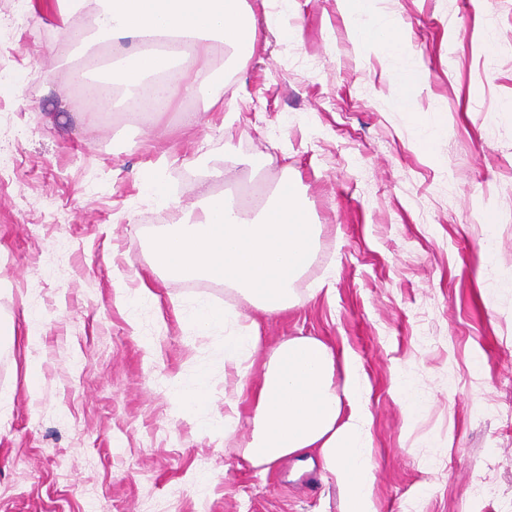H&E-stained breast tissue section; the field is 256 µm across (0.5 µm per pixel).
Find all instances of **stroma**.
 I'll use <instances>...</instances> for the list:
<instances>
[{"label":"stroma","instance_id":"35a3bbf8","mask_svg":"<svg viewBox=\"0 0 512 512\" xmlns=\"http://www.w3.org/2000/svg\"><path fill=\"white\" fill-rule=\"evenodd\" d=\"M245 6L280 11L286 32H263L249 57L211 43L202 94L150 123L90 115L81 15L0 0V321L34 333L0 342V512H342L319 469L245 464L249 394L233 435L215 429L224 334H197L172 304L248 307L154 262L156 224L202 180L223 192L210 174L224 167L241 185L292 183L321 226L301 303L257 321L269 340L358 356L378 512H491L476 474L512 495V0H375L419 70L407 109L400 60L358 43L339 0ZM424 124L440 129L430 150ZM152 175L167 205L146 194ZM488 238L492 280L478 273ZM201 374L208 394L186 411L174 385Z\"/></svg>","mask_w":512,"mask_h":512}]
</instances>
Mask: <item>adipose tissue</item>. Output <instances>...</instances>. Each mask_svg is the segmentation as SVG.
Here are the masks:
<instances>
[{
	"instance_id": "obj_1",
	"label": "adipose tissue",
	"mask_w": 512,
	"mask_h": 512,
	"mask_svg": "<svg viewBox=\"0 0 512 512\" xmlns=\"http://www.w3.org/2000/svg\"><path fill=\"white\" fill-rule=\"evenodd\" d=\"M88 8L86 24L71 33L74 41L93 40L116 48L132 43V62L114 67L96 87L94 102L106 109L112 91L129 90V104L151 98L158 119L181 97L194 99L208 81V59L192 68L178 60L206 40L232 44L238 54L256 50L258 31L244 0H73ZM361 41L378 43L404 59L397 81L400 104L406 88L418 82L414 63L398 35L396 22L371 9L372 0H342ZM200 212H184L155 237V260L172 279L212 278L236 286L249 308L279 314L301 301L293 284L309 264L320 227L289 182L274 191L272 205L260 211L243 208L228 196L199 184ZM267 353L262 379L254 392L253 431L245 461L268 470L279 462L314 452L325 481L341 495L343 512H377L375 469L368 391L360 379V362L349 350L335 351L312 336H292L269 344L257 323L224 338V367L234 372L238 389L247 386L245 364Z\"/></svg>"
}]
</instances>
